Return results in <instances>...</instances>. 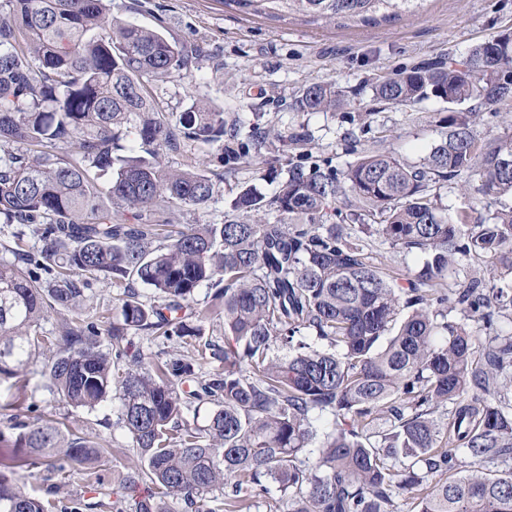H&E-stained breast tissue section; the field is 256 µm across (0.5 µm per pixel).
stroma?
Wrapping results in <instances>:
<instances>
[{
  "label": "stroma",
  "instance_id": "35a3bbf8",
  "mask_svg": "<svg viewBox=\"0 0 512 512\" xmlns=\"http://www.w3.org/2000/svg\"><path fill=\"white\" fill-rule=\"evenodd\" d=\"M112 12L201 47L203 54L189 74L153 81L163 112H182L199 99L278 133L260 152L230 168L215 149L169 154L165 165H195L221 179L207 207L174 211L177 224L223 223L233 215L230 203L240 187L253 185L274 196L289 163L341 169L354 161V144L370 148L380 140L401 160L419 162L443 134L439 120L448 113L447 103L432 97L412 106L385 105L373 99L372 84L436 56H465L470 47L512 32V0H426L420 15L375 28L323 26L299 18L271 21L242 14L222 0H112ZM315 82L334 84L343 106L332 112L295 111L297 91ZM299 127L312 138L308 149L286 137ZM40 370L36 364L27 371L22 414L33 419L56 413L88 440L109 446L114 461L99 472L112 499L124 497L121 459L131 454L132 443L118 423V396L110 395L91 411L52 406L38 387Z\"/></svg>",
  "mask_w": 512,
  "mask_h": 512
}]
</instances>
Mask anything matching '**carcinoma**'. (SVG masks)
Instances as JSON below:
<instances>
[{
  "label": "carcinoma",
  "mask_w": 512,
  "mask_h": 512,
  "mask_svg": "<svg viewBox=\"0 0 512 512\" xmlns=\"http://www.w3.org/2000/svg\"><path fill=\"white\" fill-rule=\"evenodd\" d=\"M111 0H0V224L13 228L0 259V381L20 408V373L49 351L39 389L49 403L91 411L116 392L128 433L127 488L148 493L131 512H512V285L475 277L456 288L458 260L485 257L512 275V205L447 213L430 185L467 176L481 198H512V135L477 138L472 108L419 164L385 146L340 170L291 163L268 200L243 186L222 224H174L169 210L208 205L215 184L162 157L224 148L230 166L260 151L271 131L194 101L160 114L156 78L191 71L201 50L112 15ZM426 0H224L271 20L364 26L414 15ZM376 100L408 106L512 100V34L439 58L372 86ZM331 83L300 88L298 112L334 111ZM277 138L282 134L273 135ZM352 196L365 225L420 263L401 284L363 241L329 223ZM274 211L273 222L262 214ZM35 250L25 248L29 237ZM125 285L106 329L85 320L91 281ZM214 289L197 306L202 284ZM153 292L144 300L132 285ZM74 319L43 334L51 310ZM456 312L465 321H456ZM224 316V346L201 324ZM146 333L161 357H128ZM224 366L197 379L208 358ZM211 405L206 424L199 406ZM386 418L388 426L374 428ZM7 469L37 467L46 493L66 468L110 497L90 465L112 449L61 422L15 414ZM280 496H271V489ZM0 472V512H76Z\"/></svg>",
  "instance_id": "obj_1"
}]
</instances>
